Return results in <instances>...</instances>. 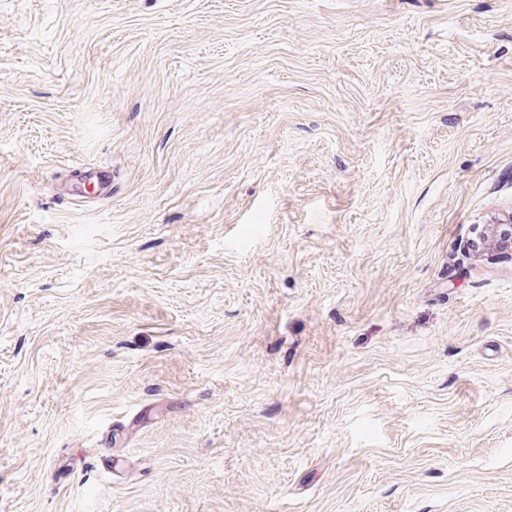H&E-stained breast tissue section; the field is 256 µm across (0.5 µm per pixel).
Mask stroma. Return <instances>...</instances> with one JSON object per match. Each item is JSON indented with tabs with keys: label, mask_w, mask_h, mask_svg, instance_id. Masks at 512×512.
<instances>
[{
	"label": "stroma",
	"mask_w": 512,
	"mask_h": 512,
	"mask_svg": "<svg viewBox=\"0 0 512 512\" xmlns=\"http://www.w3.org/2000/svg\"><path fill=\"white\" fill-rule=\"evenodd\" d=\"M509 221L512 0H0V512H512ZM512 221L510 224H487L484 233L475 241V247L480 249L493 243L498 249L512 251Z\"/></svg>",
	"instance_id": "1"
}]
</instances>
